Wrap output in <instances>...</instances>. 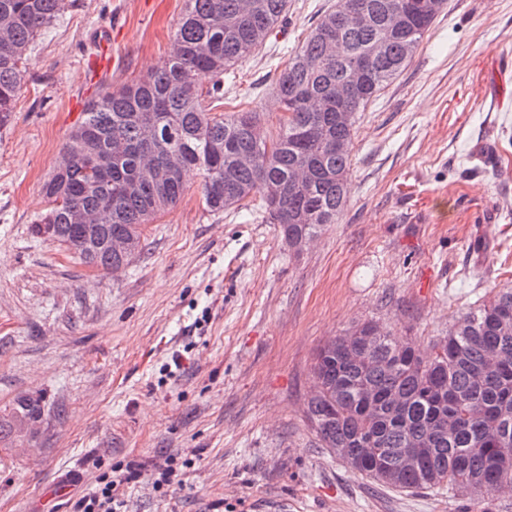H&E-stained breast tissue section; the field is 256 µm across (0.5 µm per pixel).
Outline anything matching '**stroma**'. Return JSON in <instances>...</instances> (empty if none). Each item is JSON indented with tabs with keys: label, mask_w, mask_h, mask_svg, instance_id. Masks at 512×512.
<instances>
[{
	"label": "stroma",
	"mask_w": 512,
	"mask_h": 512,
	"mask_svg": "<svg viewBox=\"0 0 512 512\" xmlns=\"http://www.w3.org/2000/svg\"><path fill=\"white\" fill-rule=\"evenodd\" d=\"M337 0H288L224 82L267 137L272 79ZM407 67L359 113L349 203L301 251L245 210L207 211L199 176L117 273L35 237L42 185L89 101L160 66L184 0H67L0 127V408L41 398L35 441L0 448V512H70L95 460L132 464L127 512H460L459 495L381 489L322 447L315 357L375 320L426 351L461 312L512 288V0H447ZM106 30L112 64L89 62ZM181 364H173V354ZM183 465L165 492L153 470ZM69 481V497L45 490Z\"/></svg>",
	"instance_id": "stroma-1"
}]
</instances>
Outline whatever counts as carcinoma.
Segmentation results:
<instances>
[{"label":"carcinoma","mask_w":512,"mask_h":512,"mask_svg":"<svg viewBox=\"0 0 512 512\" xmlns=\"http://www.w3.org/2000/svg\"><path fill=\"white\" fill-rule=\"evenodd\" d=\"M445 5L339 0L277 72L284 121L268 141L257 109L214 110L224 107V76L265 43L288 0H185L165 63L88 102L43 185L48 207L35 235L88 267L125 265L142 249L143 227L181 199L185 172L196 170L209 212L258 200L300 249L345 210L357 113L409 64ZM65 8L66 0H0V125L24 61ZM358 10L370 17L363 27L347 22ZM336 37L338 56L329 52ZM358 64L363 85L336 102ZM77 213L99 227L74 223ZM111 238L128 240L129 251L110 252ZM314 369L309 421L324 447L377 485L482 498L512 489V288L463 313L424 356L370 320L347 329L336 348H320ZM41 414L40 400L17 398L0 411V444L15 438L21 419Z\"/></svg>","instance_id":"cac0c4a2"}]
</instances>
